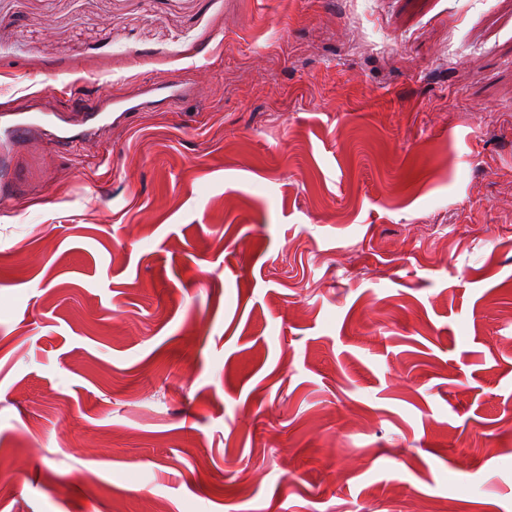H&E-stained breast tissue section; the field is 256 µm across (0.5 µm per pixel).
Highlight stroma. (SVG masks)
<instances>
[{
  "instance_id": "stroma-1",
  "label": "stroma",
  "mask_w": 512,
  "mask_h": 512,
  "mask_svg": "<svg viewBox=\"0 0 512 512\" xmlns=\"http://www.w3.org/2000/svg\"><path fill=\"white\" fill-rule=\"evenodd\" d=\"M0 512H512V0H0ZM142 84L148 86L149 91H163L166 94V112H174L180 103L192 96V83L179 77L164 81H148ZM68 97L69 105L59 112H46L51 121H41L27 115L28 112H1L0 140L1 166L4 167L5 153L14 148L41 146L48 148H72L104 128L112 126L109 109L113 104L126 100V94L108 95L104 99L86 98L70 88L62 92Z\"/></svg>"
}]
</instances>
